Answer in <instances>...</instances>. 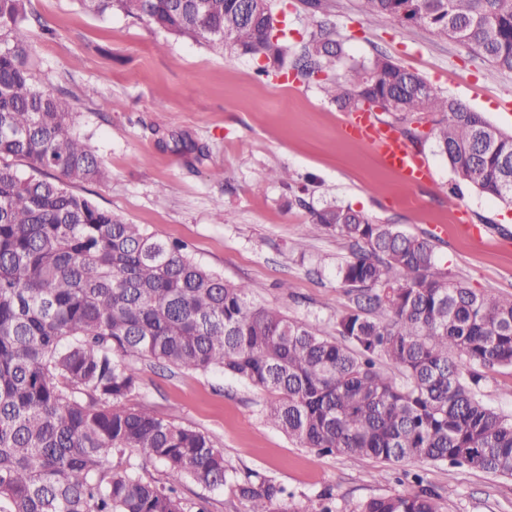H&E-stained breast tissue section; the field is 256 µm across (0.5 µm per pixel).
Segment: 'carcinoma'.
<instances>
[{
	"instance_id": "obj_1",
	"label": "carcinoma",
	"mask_w": 512,
	"mask_h": 512,
	"mask_svg": "<svg viewBox=\"0 0 512 512\" xmlns=\"http://www.w3.org/2000/svg\"><path fill=\"white\" fill-rule=\"evenodd\" d=\"M211 48L264 54L259 74L318 85L343 112L377 109L397 121L428 118L456 184L512 203V135L418 74L377 53L356 60L306 0L300 39L271 41L273 18L246 0H77ZM27 0H0V512H191L181 487L232 480L249 512H336L293 501L273 478L231 468L201 431L129 404L136 362L218 371L272 398L266 421L320 455L389 463L424 460L512 477V417L477 394L482 369L512 370V299L477 293L442 274L432 244L340 204L313 212L352 257L338 278L352 307L336 336L249 300L178 242L127 224L69 183L106 171L72 132L66 96L27 69ZM370 21L392 18L470 46L512 73V0H358ZM346 73L338 74L340 68ZM57 177L22 180L8 160ZM373 309L389 318L371 319ZM384 362L403 377L381 371ZM135 451L164 479L112 458ZM416 491L371 497L354 512H440Z\"/></svg>"
}]
</instances>
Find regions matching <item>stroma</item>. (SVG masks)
<instances>
[{"label": "stroma", "mask_w": 512, "mask_h": 512, "mask_svg": "<svg viewBox=\"0 0 512 512\" xmlns=\"http://www.w3.org/2000/svg\"><path fill=\"white\" fill-rule=\"evenodd\" d=\"M327 20L351 58L377 53L417 73L504 132H512V73L474 49L391 19L368 22L358 0H328ZM28 67L74 105L72 129L106 177L71 190L164 241H180L203 267L246 284L254 303L335 335L350 307L337 277L345 240L311 234L312 210L338 203L394 224L434 247L438 269L478 293L512 297V206L462 187L447 161L424 148L433 178L405 185L369 147L345 139L342 111L315 84L258 77L262 56L211 50L115 11L101 18L76 0H29ZM196 144L186 152L182 144ZM287 180H280V173ZM131 401L207 434L233 468L274 478L296 498L330 495L338 512L412 491L411 473L439 495L442 512H512V479L431 462L318 455L267 424L268 393L220 372L139 365ZM478 393L512 415V371L484 372ZM189 503L248 512L234 484L189 482Z\"/></svg>", "instance_id": "obj_1"}]
</instances>
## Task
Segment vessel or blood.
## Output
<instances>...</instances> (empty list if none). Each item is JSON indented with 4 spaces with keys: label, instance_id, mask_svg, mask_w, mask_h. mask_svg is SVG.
I'll return each instance as SVG.
<instances>
[{
    "label": "vessel or blood",
    "instance_id": "obj_1",
    "mask_svg": "<svg viewBox=\"0 0 512 512\" xmlns=\"http://www.w3.org/2000/svg\"><path fill=\"white\" fill-rule=\"evenodd\" d=\"M342 131L369 146L381 163L396 171L406 184L430 181L429 168L394 126L375 121L369 113L359 111L347 113Z\"/></svg>",
    "mask_w": 512,
    "mask_h": 512
}]
</instances>
